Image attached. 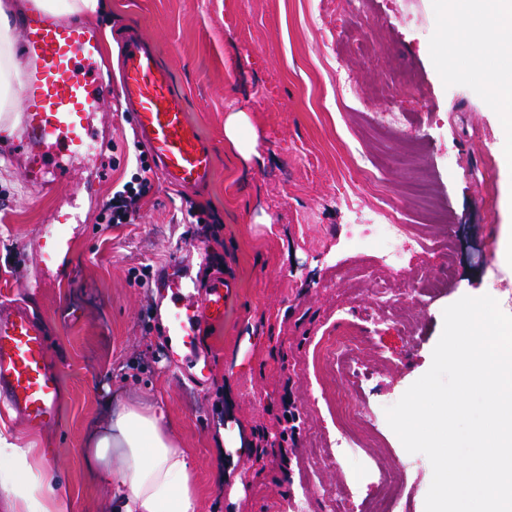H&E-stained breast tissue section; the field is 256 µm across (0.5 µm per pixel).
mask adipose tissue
I'll return each mask as SVG.
<instances>
[{
    "label": "adipose tissue",
    "instance_id": "1",
    "mask_svg": "<svg viewBox=\"0 0 512 512\" xmlns=\"http://www.w3.org/2000/svg\"><path fill=\"white\" fill-rule=\"evenodd\" d=\"M101 0H13L0 6V141L17 131L12 112L18 111L15 85L24 70L15 50L12 11H38L48 18L63 14L95 15ZM463 20L454 37L478 32L489 66L483 80L494 99L512 103V0H456ZM98 478L112 491V512H198L196 465L179 448L164 409L128 401L112 411L94 432L86 448ZM0 503L7 512H63L48 487L36 449L23 448L0 432Z\"/></svg>",
    "mask_w": 512,
    "mask_h": 512
}]
</instances>
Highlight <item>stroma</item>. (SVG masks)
<instances>
[{
    "label": "stroma",
    "instance_id": "stroma-1",
    "mask_svg": "<svg viewBox=\"0 0 512 512\" xmlns=\"http://www.w3.org/2000/svg\"><path fill=\"white\" fill-rule=\"evenodd\" d=\"M105 2L87 23L112 35L106 74L123 35L138 29L170 70L214 176L181 189L150 172L134 223H109L113 191L140 171L115 94L93 112L106 136L95 161L46 155L55 180L29 179L18 141L0 143V306L23 305L45 324L63 383L55 423L27 427L0 403V429L42 449L65 512H111L83 448L118 392L165 409L197 463L199 512H294L316 486L363 512L391 467L403 470L401 512H425L431 464L404 449L385 409L429 370L446 306L488 293L512 309V281L496 268L500 228L512 225V137L486 92L478 42L453 41L450 0H351L340 17L331 0ZM401 69L416 73L415 89L392 88ZM347 80L362 96L343 94ZM396 108L401 129L380 128V114ZM231 112L249 116L255 158L225 152ZM422 177L446 223L413 198ZM381 195L437 249L389 269L377 245H355L353 225L373 223ZM72 200L82 228L57 274L42 277L37 232L71 225ZM187 203L201 223H183ZM147 268L202 288L223 273L237 283L200 386L185 380L194 365L156 322L162 292L141 280ZM428 278L438 283L431 294L421 290ZM382 280L398 290L389 309ZM342 336L360 345L340 377L320 350ZM345 397L363 412L357 423L339 414Z\"/></svg>",
    "mask_w": 512,
    "mask_h": 512
}]
</instances>
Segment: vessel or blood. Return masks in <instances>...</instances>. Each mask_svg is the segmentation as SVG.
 I'll return each instance as SVG.
<instances>
[{
	"label": "vessel or blood",
	"mask_w": 512,
	"mask_h": 512,
	"mask_svg": "<svg viewBox=\"0 0 512 512\" xmlns=\"http://www.w3.org/2000/svg\"><path fill=\"white\" fill-rule=\"evenodd\" d=\"M22 34L29 70L18 119L29 175L36 180L51 147L61 145L76 155L90 148L89 120L99 91L81 66L93 64L100 44L88 27L39 15L25 18ZM119 93L166 182L193 188L212 179V154L189 121L168 71L142 37L132 35L125 42ZM70 245L66 233L47 234L40 246L42 269H49ZM167 286L171 298L164 334L179 348L195 351L203 344L205 329L223 323L234 284L218 277L199 295L179 277L169 279ZM46 345L47 332L34 316L18 307L0 310V398L33 427L52 424L56 417L60 379L48 363Z\"/></svg>",
	"instance_id": "1"
}]
</instances>
